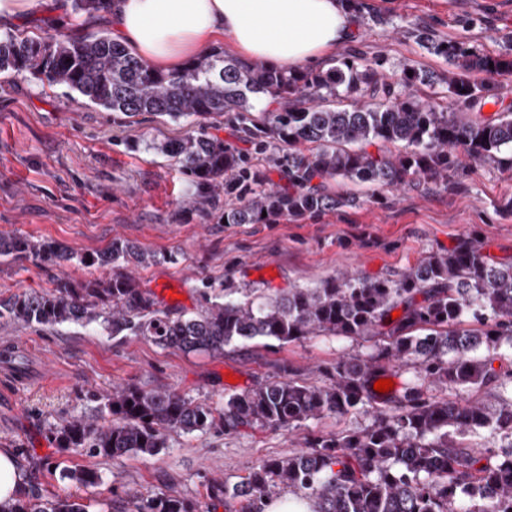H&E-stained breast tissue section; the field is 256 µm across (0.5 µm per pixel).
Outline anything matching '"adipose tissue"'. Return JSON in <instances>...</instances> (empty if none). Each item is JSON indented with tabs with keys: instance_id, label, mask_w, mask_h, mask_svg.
<instances>
[{
	"instance_id": "adipose-tissue-1",
	"label": "adipose tissue",
	"mask_w": 512,
	"mask_h": 512,
	"mask_svg": "<svg viewBox=\"0 0 512 512\" xmlns=\"http://www.w3.org/2000/svg\"><path fill=\"white\" fill-rule=\"evenodd\" d=\"M110 20L120 42L164 72L222 37L254 62L293 68L325 56L355 29L348 0H114Z\"/></svg>"
}]
</instances>
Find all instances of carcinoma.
Masks as SVG:
<instances>
[{"label":"carcinoma","instance_id":"cac0c4a2","mask_svg":"<svg viewBox=\"0 0 512 512\" xmlns=\"http://www.w3.org/2000/svg\"><path fill=\"white\" fill-rule=\"evenodd\" d=\"M110 2L71 0V8L75 14L106 12ZM418 40L447 60L446 74L406 68L388 78L353 56L325 71L279 70L216 49L165 73L99 34L0 37V74L27 72L130 122L145 112L196 121L197 131L162 149L203 192L215 194L223 185L241 191L242 202L224 210L221 220L272 224L354 202L312 184L316 178L396 188L448 178L459 151L475 163L503 162L502 152L512 149V108L482 116L494 88L475 75L512 72V55H481L457 42H436L423 30ZM437 85L446 87L452 106L419 100L421 88ZM266 103L280 108L269 112ZM226 112L235 113L259 149L288 148L287 186L252 191L261 174L206 130L207 120ZM0 257L124 268L106 279L75 284L61 278L50 291L0 300V320L96 324L114 336L214 354L254 340L282 346L321 335L370 343L369 353L325 370L321 384L291 375L269 378L228 396L221 410L169 390L119 387L103 397L102 422L72 418L55 429L61 448L110 458L155 456L169 447L171 434L204 431L217 421L226 432L254 426L290 432L311 420H341L364 410L372 412L369 425L311 434L305 449L263 461L237 484L211 482L209 499L226 508L242 499L245 512H265L277 491L288 488L313 502L314 512H512V396L494 407L472 399L485 388L512 385V373L502 380L491 365V356L512 350V262L488 261L475 239L431 254L398 280L343 275L270 297L228 286L222 298L205 291L204 305L191 317L158 308L153 294L140 288L126 268L152 265L157 256L125 239L76 255L45 239L0 233ZM397 308L402 314L393 320ZM402 368L412 371L402 394L374 391L375 381ZM432 386L455 396L432 395ZM483 430L500 438L501 453L471 441ZM61 479L85 488L101 484L98 473L86 469L65 471ZM0 512H89V505L72 495L28 490L0 504ZM138 512H200V505L161 494L143 499Z\"/></svg>","mask_w":512,"mask_h":512}]
</instances>
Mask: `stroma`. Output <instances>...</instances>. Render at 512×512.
<instances>
[{"mask_svg":"<svg viewBox=\"0 0 512 512\" xmlns=\"http://www.w3.org/2000/svg\"><path fill=\"white\" fill-rule=\"evenodd\" d=\"M358 31L352 42L313 62V69L354 55L384 60L386 73L405 68L435 72L446 60L422 48L419 31L434 40H457L479 52L512 54V0H354ZM88 15L37 6L12 26L34 37L89 34ZM188 121L140 115L128 126L111 112L77 102L74 93L27 74L0 75V233L33 236L76 254L108 247L114 238L134 242L158 261L136 269L141 287L175 314L197 312L203 295L225 285L267 296L313 287L342 274L396 279L460 239L478 240L495 262L512 261V166L464 162L447 182L419 188H376L345 181L355 205L298 221L227 224L220 215L229 194L204 198L161 146L191 133ZM210 135L250 156L265 187L287 185L288 152L257 153L236 122L222 117ZM72 261L40 265L0 258V299L26 289L48 290L63 277L81 282L110 277ZM20 353L24 375L0 366V448L13 449L28 488L44 495H73L90 512H136L139 498L174 494L199 501L202 512H242L210 501L207 484L241 481L263 460L304 446L309 431L362 428L372 417L324 418L291 433L268 427L225 432L223 424L172 436L167 449L146 457L103 458L53 441L62 421L100 414L101 396L118 386L171 390L219 406L225 396L296 371L323 381L326 367L368 353L360 340L318 336L267 347L226 348L223 354L165 348L139 336H110L100 327H55L0 322V353ZM90 469L100 486L61 480L60 468Z\"/></svg>","mask_w":512,"mask_h":512,"instance_id":"1","label":"stroma"}]
</instances>
